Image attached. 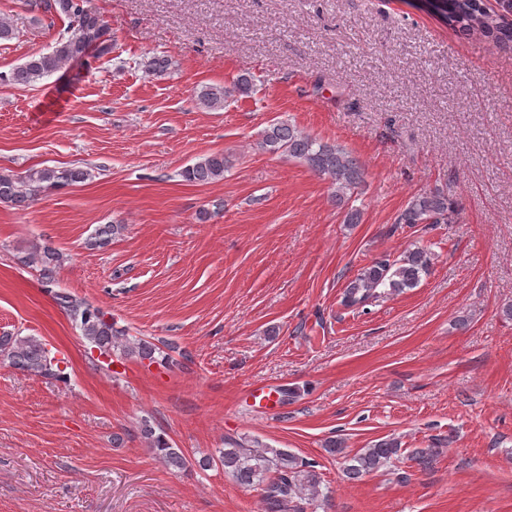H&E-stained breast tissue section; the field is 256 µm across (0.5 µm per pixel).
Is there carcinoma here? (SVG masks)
Here are the masks:
<instances>
[{
  "instance_id": "cac0c4a2",
  "label": "carcinoma",
  "mask_w": 512,
  "mask_h": 512,
  "mask_svg": "<svg viewBox=\"0 0 512 512\" xmlns=\"http://www.w3.org/2000/svg\"><path fill=\"white\" fill-rule=\"evenodd\" d=\"M26 9L49 19L68 20L64 35L54 48L37 53L9 72H0V84L30 86L60 71L68 62L79 59L93 47L103 56L112 51L109 26L98 14L88 11L82 0H24ZM448 25L462 31H479L501 44H512V26H508L483 7L482 0H452L442 9ZM231 90L221 85L204 87L198 101L205 107L224 108ZM263 151L283 150L304 162L311 170L327 176L335 188L337 204L348 201L363 182L364 171L357 159L343 148L321 142L297 128L288 120L276 121L265 128L258 142ZM224 153L217 151L187 166L181 177L191 183L208 184L224 179ZM90 176L80 166L31 168L19 175L11 170L0 171V203L25 208L34 197L64 189L86 181ZM459 211L439 192L414 195L396 217L397 224H451ZM125 225L106 224L90 239V246L104 248L123 235ZM62 260L61 253L46 243L35 246L25 262L39 268L45 283L55 281V272ZM432 256L424 248L407 250L397 259L384 254L375 258L345 287L341 304L345 307L364 306L376 296L380 287L403 293L417 287L430 273ZM55 303L81 331L90 351L108 358L156 362L159 347L144 338H130L115 328L112 318L94 304L78 299L69 292L57 291ZM0 360L32 374L58 376L53 370L45 344L35 336H0ZM156 457L170 470L185 471L192 466L224 468L240 484L262 487L265 512H307L322 495L321 476L317 462L303 459L282 448H270L255 441L224 438V447L196 459L181 448H175L148 424L141 428ZM401 447L395 439H383L363 448L346 459V477L358 481L363 476L387 467L400 456ZM440 455L438 448H415L407 459L419 468H431Z\"/></svg>"
}]
</instances>
